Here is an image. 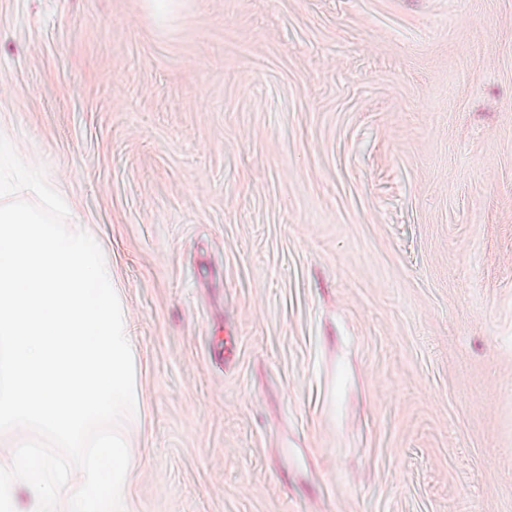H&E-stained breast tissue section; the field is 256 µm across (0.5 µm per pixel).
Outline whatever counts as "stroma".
Returning <instances> with one entry per match:
<instances>
[{
  "label": "stroma",
  "instance_id": "obj_1",
  "mask_svg": "<svg viewBox=\"0 0 512 512\" xmlns=\"http://www.w3.org/2000/svg\"><path fill=\"white\" fill-rule=\"evenodd\" d=\"M0 133L123 290L134 512H512V0H0Z\"/></svg>",
  "mask_w": 512,
  "mask_h": 512
}]
</instances>
